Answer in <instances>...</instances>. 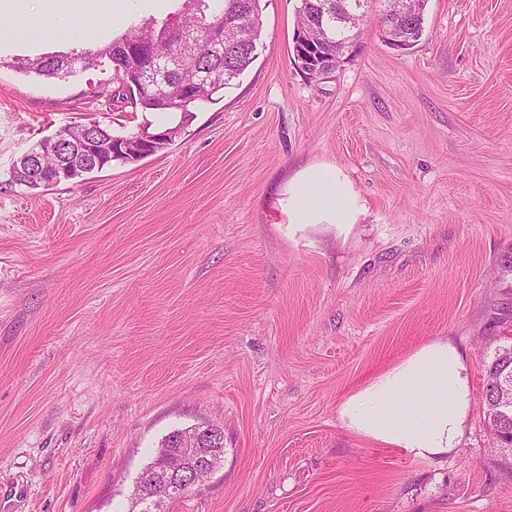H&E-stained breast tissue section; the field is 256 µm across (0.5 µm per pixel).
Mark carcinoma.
Returning <instances> with one entry per match:
<instances>
[{
  "label": "carcinoma",
  "instance_id": "1",
  "mask_svg": "<svg viewBox=\"0 0 512 512\" xmlns=\"http://www.w3.org/2000/svg\"><path fill=\"white\" fill-rule=\"evenodd\" d=\"M369 2L371 0H364L359 11L361 17L351 26L347 23L346 13L353 11L355 0H300L296 28H304L312 34L317 26H324L328 31L329 46L324 49L323 58L328 60L336 44L360 41ZM226 23L235 29L236 39L220 45L213 40L212 33ZM261 32L260 0H184L176 16L161 22L151 18L139 26L134 25L121 37L96 50L74 47L64 54L38 56L20 69L54 78L75 70L78 65L83 69L97 67L107 59L122 85L112 95V101H130L143 112L177 114V128L182 129L194 119L197 109L215 103L218 95L224 94V89L249 69L255 61L254 49ZM174 54L182 59L181 70L173 73L161 90L142 85L141 75L152 69L156 58ZM90 127L116 144L123 139L98 123L69 129L66 134L77 137L83 129ZM26 160L23 156L14 165L12 181L29 188L52 183L50 176L41 180L30 178ZM68 162L72 180L97 170L83 162L75 152L69 154ZM484 349V423L494 447L512 456V417L502 421L496 415L499 393L494 382L489 380L490 371L512 360V338L503 336L496 341L487 336Z\"/></svg>",
  "mask_w": 512,
  "mask_h": 512
}]
</instances>
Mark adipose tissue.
I'll return each mask as SVG.
<instances>
[{"instance_id":"ef3b65f1","label":"adipose tissue","mask_w":512,"mask_h":512,"mask_svg":"<svg viewBox=\"0 0 512 512\" xmlns=\"http://www.w3.org/2000/svg\"><path fill=\"white\" fill-rule=\"evenodd\" d=\"M288 195L296 224H350L358 213L352 185L330 165L292 179ZM469 406L466 358L452 342L438 338L347 396L339 417L358 435L435 458L456 451Z\"/></svg>"}]
</instances>
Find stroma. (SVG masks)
<instances>
[{"mask_svg": "<svg viewBox=\"0 0 512 512\" xmlns=\"http://www.w3.org/2000/svg\"><path fill=\"white\" fill-rule=\"evenodd\" d=\"M52 0L110 25L177 0ZM262 43L223 98L135 163L31 189L10 172L114 105L111 66L47 79L0 13V512H129L165 435L224 429V461L169 512H512L483 418L480 339L512 336V0H429L405 53L369 16L355 60L297 71L299 0H261ZM337 167L359 214L294 224L288 184ZM436 338L469 360L456 452L422 459L346 429L339 405Z\"/></svg>", "mask_w": 512, "mask_h": 512, "instance_id": "obj_1", "label": "stroma"}]
</instances>
